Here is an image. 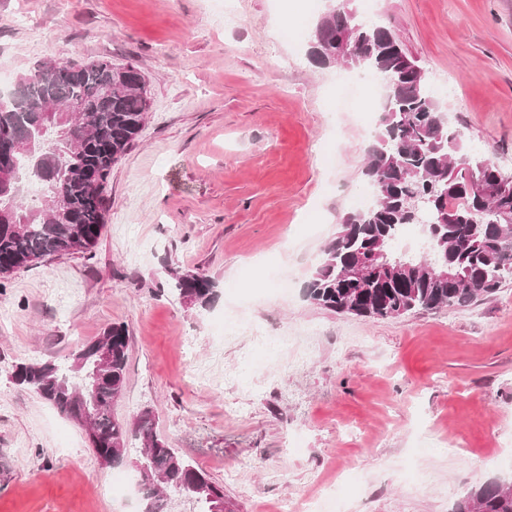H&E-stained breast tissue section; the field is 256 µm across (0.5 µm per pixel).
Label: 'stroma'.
<instances>
[{"mask_svg":"<svg viewBox=\"0 0 512 512\" xmlns=\"http://www.w3.org/2000/svg\"><path fill=\"white\" fill-rule=\"evenodd\" d=\"M0 0V75L49 58L138 67L150 110L112 167L93 255L0 281V512H120L85 429L17 385L18 364L66 363L114 323L129 333L116 413L224 486L232 512H276L335 482L340 512H450L512 479V276L495 296L369 319L317 308L315 256L356 210L380 115L320 68L308 39L324 0ZM390 26L471 155L512 174V0H350ZM288 17L290 28L280 27ZM219 283L183 304L172 270ZM243 318L316 333L306 366Z\"/></svg>","mask_w":512,"mask_h":512,"instance_id":"35a3bbf8","label":"stroma"}]
</instances>
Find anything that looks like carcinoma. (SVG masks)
<instances>
[{
  "label": "carcinoma",
  "mask_w": 512,
  "mask_h": 512,
  "mask_svg": "<svg viewBox=\"0 0 512 512\" xmlns=\"http://www.w3.org/2000/svg\"><path fill=\"white\" fill-rule=\"evenodd\" d=\"M337 31L336 16L320 17L308 41L310 61L322 68L336 65ZM355 38L357 51L368 57L363 71L384 82L385 112L364 170L374 203L342 217L337 235L321 250L306 297L323 310L373 319L469 307L495 294L512 275V175L489 159L471 164L460 132L430 95L422 67L390 28L367 22ZM17 84L18 94L0 96V126L14 130L23 143L14 175L0 181V279L47 257L92 252L104 228L105 182L149 112L140 70L110 60L49 59ZM61 108L70 116L48 113ZM24 169L49 177L42 201L30 207L16 205ZM406 224H420L426 233L428 251L418 257L396 250ZM379 242L389 247L388 263L399 269L400 279L373 273L361 288L345 273ZM442 262L456 278H443L432 267ZM171 286L179 299L201 309L219 296L218 282L203 272L175 271ZM103 348L110 357L101 370ZM128 348L126 326L112 324L81 344L68 365L22 363L14 381L79 424L94 409L90 447L100 459H112L114 468L129 464L130 437L141 441L134 464L139 512H165L170 493L213 512L217 503H226L224 487L157 436L151 410L132 424L115 415L113 405L127 382ZM93 384L90 400L85 389ZM452 512H512V485L486 482L459 499Z\"/></svg>",
  "instance_id": "cac0c4a2"
}]
</instances>
